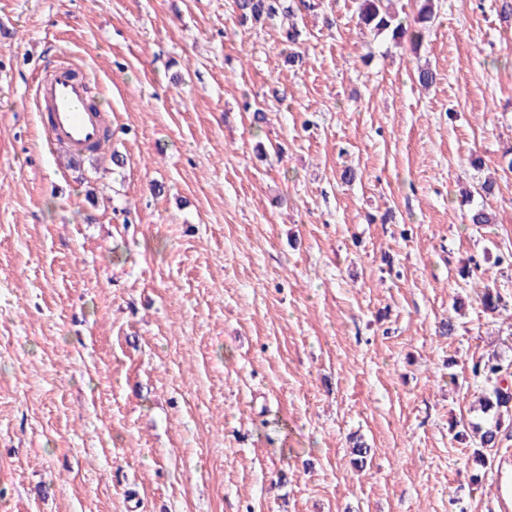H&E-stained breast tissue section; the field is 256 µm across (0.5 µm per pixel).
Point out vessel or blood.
<instances>
[{
  "label": "vessel or blood",
  "mask_w": 512,
  "mask_h": 512,
  "mask_svg": "<svg viewBox=\"0 0 512 512\" xmlns=\"http://www.w3.org/2000/svg\"><path fill=\"white\" fill-rule=\"evenodd\" d=\"M92 93L90 80L77 77L64 61L37 81L33 98L47 142L77 153L99 142L104 117L102 112L91 109Z\"/></svg>",
  "instance_id": "b4317fda"
}]
</instances>
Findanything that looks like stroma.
I'll return each mask as SVG.
<instances>
[{
    "label": "stroma",
    "mask_w": 512,
    "mask_h": 512,
    "mask_svg": "<svg viewBox=\"0 0 512 512\" xmlns=\"http://www.w3.org/2000/svg\"><path fill=\"white\" fill-rule=\"evenodd\" d=\"M359 3L318 0L291 67L233 0H0V512H497L512 426L476 484L454 432L512 361V18L436 0L415 50ZM57 58L94 156L41 139Z\"/></svg>",
    "instance_id": "obj_1"
}]
</instances>
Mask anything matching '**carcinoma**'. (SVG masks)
Wrapping results in <instances>:
<instances>
[{
  "label": "carcinoma",
  "instance_id": "carcinoma-1",
  "mask_svg": "<svg viewBox=\"0 0 512 512\" xmlns=\"http://www.w3.org/2000/svg\"><path fill=\"white\" fill-rule=\"evenodd\" d=\"M419 3L413 21L403 23L388 10L384 0H361L359 25L376 35L386 32L397 44L406 40L416 49L422 45L435 18L434 0H419ZM233 4V11L242 24L251 22L263 25L270 20L280 19L283 42L288 48L287 61L293 64L303 62L300 32L294 22L290 0H233ZM480 303L484 310L490 312L505 306L501 293L488 286L481 292ZM471 372L485 384V394L478 397L479 417L471 428L479 437L480 447L494 448L501 441L504 417H512V383L509 382L512 374L498 356L474 362Z\"/></svg>",
  "mask_w": 512,
  "mask_h": 512
}]
</instances>
